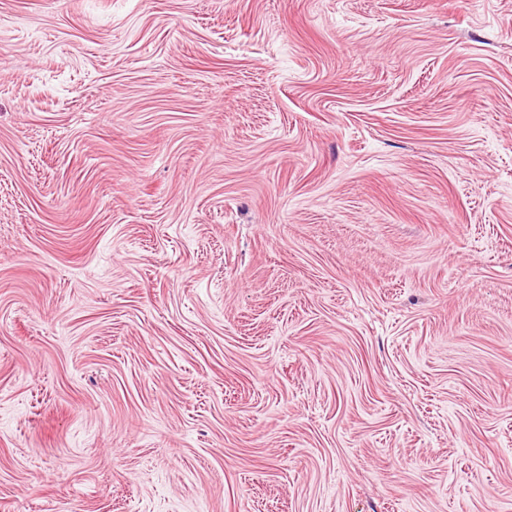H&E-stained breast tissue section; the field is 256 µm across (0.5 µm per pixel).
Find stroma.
I'll use <instances>...</instances> for the list:
<instances>
[{
  "label": "stroma",
  "instance_id": "35a3bbf8",
  "mask_svg": "<svg viewBox=\"0 0 512 512\" xmlns=\"http://www.w3.org/2000/svg\"><path fill=\"white\" fill-rule=\"evenodd\" d=\"M0 512H512V0H0Z\"/></svg>",
  "mask_w": 512,
  "mask_h": 512
}]
</instances>
